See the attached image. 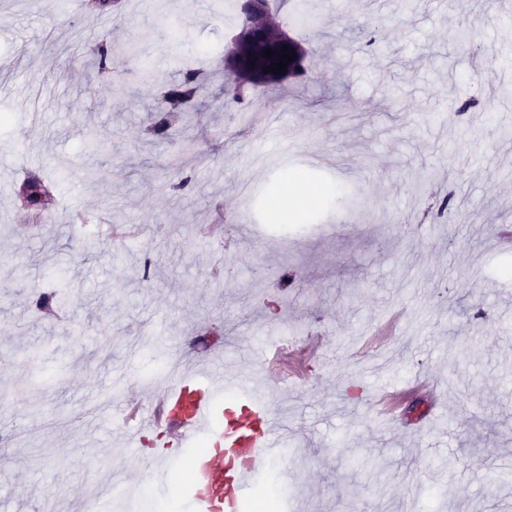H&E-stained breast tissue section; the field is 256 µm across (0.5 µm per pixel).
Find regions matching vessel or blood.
Segmentation results:
<instances>
[{"instance_id":"vessel-or-blood-1","label":"vessel or blood","mask_w":512,"mask_h":512,"mask_svg":"<svg viewBox=\"0 0 512 512\" xmlns=\"http://www.w3.org/2000/svg\"><path fill=\"white\" fill-rule=\"evenodd\" d=\"M284 354L281 347L266 352L263 372L248 377L225 367L219 353H211L204 378L179 377L155 390L149 403L123 414V424L133 431L152 427L166 433V446L147 462L158 482L167 480L173 462L191 454V448L201 442L209 445V452L191 455L186 497L192 512H243L264 465L287 446V427L264 401L269 380L295 382L282 364ZM231 389L241 391V406L225 401Z\"/></svg>"}]
</instances>
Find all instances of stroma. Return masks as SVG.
Instances as JSON below:
<instances>
[{
	"label": "stroma",
	"mask_w": 512,
	"mask_h": 512,
	"mask_svg": "<svg viewBox=\"0 0 512 512\" xmlns=\"http://www.w3.org/2000/svg\"><path fill=\"white\" fill-rule=\"evenodd\" d=\"M44 2L0 0V425L14 433L0 512H61L103 476L122 490L108 512L170 496L190 512L180 469L139 495L123 406L161 365L200 371L209 347L257 370L283 334L307 383L270 387L294 433L279 512H512V252L497 237L512 225V96L490 70L512 62L493 34L512 0H340L313 28L279 0L310 75L263 87L252 126L224 96L236 0ZM104 39L139 52L98 70ZM180 57L211 78L190 118L145 134ZM144 65L159 85L131 82ZM187 141L174 190L162 169ZM32 166L56 187L39 223L19 191ZM291 172L329 190L311 221L270 218ZM50 291L66 304L40 315ZM393 389L397 427L376 408Z\"/></svg>",
	"instance_id": "obj_1"
}]
</instances>
